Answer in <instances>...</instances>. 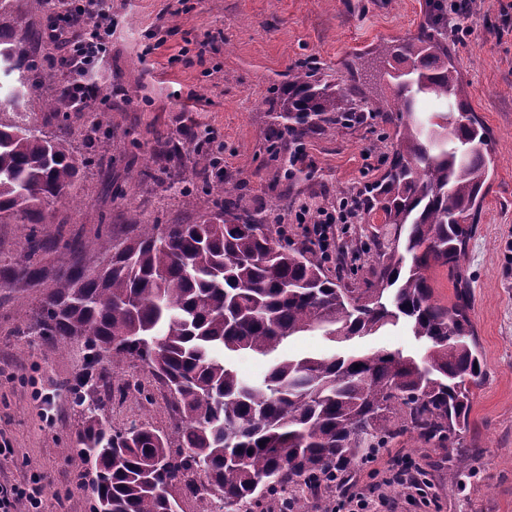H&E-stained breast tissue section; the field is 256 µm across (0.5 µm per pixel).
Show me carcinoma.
<instances>
[{"instance_id":"1","label":"carcinoma","mask_w":512,"mask_h":512,"mask_svg":"<svg viewBox=\"0 0 512 512\" xmlns=\"http://www.w3.org/2000/svg\"><path fill=\"white\" fill-rule=\"evenodd\" d=\"M22 20L18 0H0V72L31 74L0 97V111L50 79L26 48ZM394 62L406 72L391 78L387 96L382 67ZM355 65L365 81L354 85L291 71L271 152L360 124L369 112L393 125L392 159L364 204L393 225L394 241L359 297L306 243L272 232L226 181L215 212L193 224H144L106 245L108 262L90 274L63 252L56 270L21 264L5 274L29 285L51 280L39 335L81 338L90 351L74 404L89 411L77 444L95 467L92 512L103 503L112 512H183L186 491L211 497L221 512H268L277 498L288 501L286 512H305L304 494L335 491V475L389 440L413 432L453 448L467 430L483 358L465 297L440 304L430 271L459 268L494 157L448 51L447 0H428L418 35L384 41ZM429 94L448 110L422 121L417 104ZM46 106L59 116L52 135L24 116L0 122L1 223L14 215L45 223L43 204L66 196L78 175L64 92ZM212 166L198 153L193 174L206 185ZM401 320L425 344L421 355L341 348ZM308 332L339 348L275 358L253 381L231 364L238 353L271 356ZM103 358L152 371L175 412L173 431L112 430L98 418L112 394L96 372Z\"/></svg>"}]
</instances>
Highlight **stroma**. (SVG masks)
I'll return each mask as SVG.
<instances>
[{
	"label": "stroma",
	"instance_id": "1",
	"mask_svg": "<svg viewBox=\"0 0 512 512\" xmlns=\"http://www.w3.org/2000/svg\"><path fill=\"white\" fill-rule=\"evenodd\" d=\"M506 0H477L448 29L467 100L486 127L495 169L468 242L460 273H432L435 296L451 304L459 285L470 292L469 316L486 370L476 389L463 454L407 433L389 445L392 469L423 471L429 506L408 503L401 486L388 487L393 512H512V30L503 24ZM426 0H112L109 50L91 76L108 134L92 128L93 113L71 112L79 176L72 196L48 207L45 224H0V270L26 262L50 267L69 246L85 268L107 260L101 245L135 234L142 224H191L211 212L197 192L192 159L199 150L219 157L211 183L229 179L271 229L306 241L296 214L302 204L335 207L379 180L392 151L384 117L333 133H312L280 156L268 147L270 111L294 68L306 66L349 82L354 56L392 38L417 35ZM152 168L153 178L143 176ZM386 227L378 214L359 212L336 227L337 246H357L332 272L362 288L378 266L373 236ZM36 236L54 250L28 253ZM47 290L0 279V483L39 474L42 512H89L77 486L87 473L74 452L85 416L69 386L83 372V340L57 349L37 335L35 313ZM113 386H126L99 410L112 427L150 423L171 431L164 388L147 368L103 360ZM460 478L449 483V468Z\"/></svg>",
	"mask_w": 512,
	"mask_h": 512
}]
</instances>
